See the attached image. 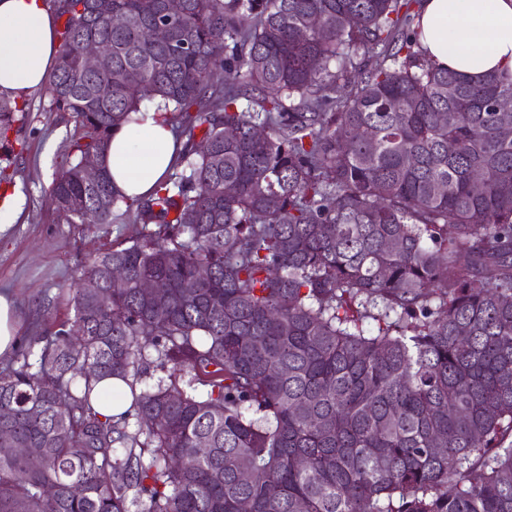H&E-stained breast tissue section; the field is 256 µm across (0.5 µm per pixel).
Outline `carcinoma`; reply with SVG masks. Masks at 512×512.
<instances>
[{
	"label": "carcinoma",
	"mask_w": 512,
	"mask_h": 512,
	"mask_svg": "<svg viewBox=\"0 0 512 512\" xmlns=\"http://www.w3.org/2000/svg\"><path fill=\"white\" fill-rule=\"evenodd\" d=\"M92 2L55 0L42 90L75 129L50 201L140 231L0 371V512H512V76L433 63L414 0H111L120 25ZM146 101L186 144L118 214L83 163ZM26 117L0 95L1 137ZM85 71L102 73L112 67V44L105 41H92L84 55ZM97 389L101 391L102 398L101 400L94 402L93 405L100 414L104 416H112L121 413L127 408L128 404H117L114 399V393L121 390L128 391V387L125 383L112 379V377H107L100 380L97 384Z\"/></svg>",
	"instance_id": "cac0c4a2"
}]
</instances>
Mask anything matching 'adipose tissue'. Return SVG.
<instances>
[{"mask_svg":"<svg viewBox=\"0 0 512 512\" xmlns=\"http://www.w3.org/2000/svg\"><path fill=\"white\" fill-rule=\"evenodd\" d=\"M420 44L437 65L477 80L512 74V0H420ZM58 49L56 21L44 0H0V93L40 89ZM114 132L102 159L114 190L148 194L168 171L178 144L154 110Z\"/></svg>","mask_w":512,"mask_h":512,"instance_id":"obj_1","label":"adipose tissue"}]
</instances>
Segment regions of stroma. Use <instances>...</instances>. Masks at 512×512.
Here are the masks:
<instances>
[{"label":"stroma","instance_id":"1","mask_svg":"<svg viewBox=\"0 0 512 512\" xmlns=\"http://www.w3.org/2000/svg\"><path fill=\"white\" fill-rule=\"evenodd\" d=\"M27 121L0 140V167L10 184L0 195L20 210L0 233V291L12 293L19 312V341L39 336L72 316V289L81 268L112 246L131 245L135 224H71L49 202V191L69 150L74 123L53 111L42 91L31 93Z\"/></svg>","mask_w":512,"mask_h":512}]
</instances>
